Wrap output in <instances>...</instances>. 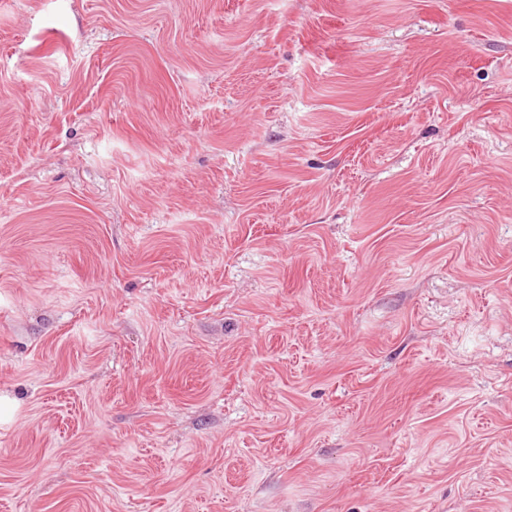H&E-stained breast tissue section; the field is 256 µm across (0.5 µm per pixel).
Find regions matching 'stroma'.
Masks as SVG:
<instances>
[{"label": "stroma", "mask_w": 512, "mask_h": 512, "mask_svg": "<svg viewBox=\"0 0 512 512\" xmlns=\"http://www.w3.org/2000/svg\"><path fill=\"white\" fill-rule=\"evenodd\" d=\"M0 512H512V0H0Z\"/></svg>", "instance_id": "stroma-1"}]
</instances>
